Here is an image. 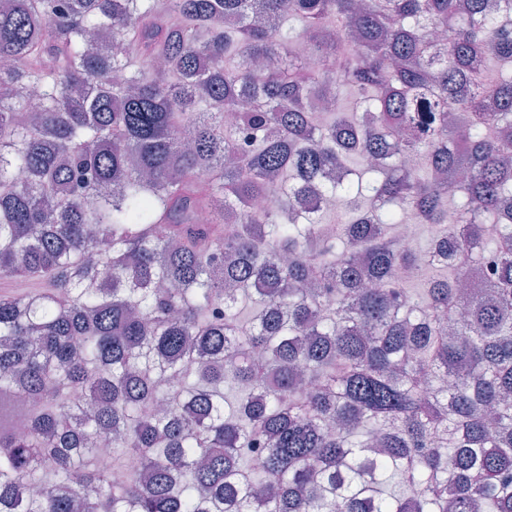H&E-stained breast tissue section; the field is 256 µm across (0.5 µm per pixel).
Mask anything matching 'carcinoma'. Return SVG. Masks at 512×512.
I'll list each match as a JSON object with an SVG mask.
<instances>
[{
    "label": "carcinoma",
    "instance_id": "obj_1",
    "mask_svg": "<svg viewBox=\"0 0 512 512\" xmlns=\"http://www.w3.org/2000/svg\"><path fill=\"white\" fill-rule=\"evenodd\" d=\"M1 58L0 512H512V0H12ZM398 235L405 249L412 248L415 241L416 246L423 249L427 248L430 244L431 232L426 226L420 225L419 228L418 224H403L399 229ZM47 284L42 281H32L16 277H0V296L11 297L34 295L44 292Z\"/></svg>",
    "mask_w": 512,
    "mask_h": 512
}]
</instances>
